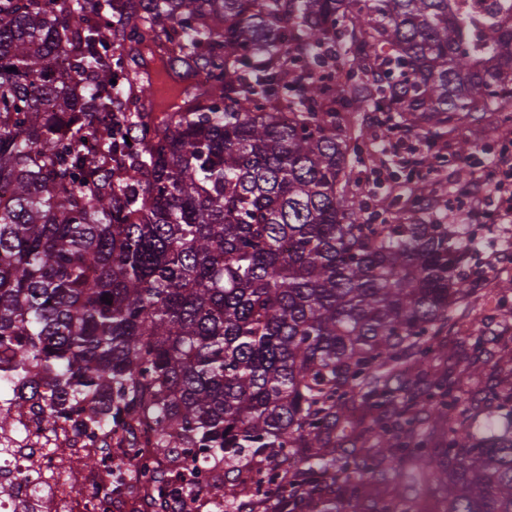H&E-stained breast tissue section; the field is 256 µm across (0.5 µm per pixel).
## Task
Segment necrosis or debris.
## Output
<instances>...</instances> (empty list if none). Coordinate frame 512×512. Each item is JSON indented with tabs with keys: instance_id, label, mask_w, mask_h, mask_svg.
Here are the masks:
<instances>
[{
	"instance_id": "necrosis-or-debris-1",
	"label": "necrosis or debris",
	"mask_w": 512,
	"mask_h": 512,
	"mask_svg": "<svg viewBox=\"0 0 512 512\" xmlns=\"http://www.w3.org/2000/svg\"><path fill=\"white\" fill-rule=\"evenodd\" d=\"M147 423L95 435L43 423L38 410L25 409L13 434L0 437V483L14 495L0 499V512H203L201 488L224 480L223 467L203 468L174 448L157 453ZM97 455L100 471H83L85 455ZM82 472L85 494L70 493V476Z\"/></svg>"
}]
</instances>
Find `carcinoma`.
Segmentation results:
<instances>
[{
    "instance_id": "obj_1",
    "label": "carcinoma",
    "mask_w": 512,
    "mask_h": 512,
    "mask_svg": "<svg viewBox=\"0 0 512 512\" xmlns=\"http://www.w3.org/2000/svg\"><path fill=\"white\" fill-rule=\"evenodd\" d=\"M161 38L213 81L134 112L153 84L127 54ZM509 99L512 27L472 33L459 0H0V434L34 405L83 432L146 416L162 454L264 458L265 512H427L405 487L512 512V377L452 425L451 386L392 384L437 358L474 241L455 214L372 223L346 136L365 109L385 142ZM351 436L390 468L336 454Z\"/></svg>"
}]
</instances>
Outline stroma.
Instances as JSON below:
<instances>
[{
  "label": "stroma",
  "mask_w": 512,
  "mask_h": 512,
  "mask_svg": "<svg viewBox=\"0 0 512 512\" xmlns=\"http://www.w3.org/2000/svg\"><path fill=\"white\" fill-rule=\"evenodd\" d=\"M512 126V112H492L478 123L436 131L427 127L394 135L392 144L378 152L373 163L360 174L359 191L371 208L380 210L386 223L405 218L402 206L383 210L381 199L392 175L403 169L413 171L416 179L433 187L439 207H458L467 201L475 182L492 184L502 168L512 165V147L493 150L491 142L504 127ZM468 142L472 169L469 179L450 172L446 160L456 153L460 142ZM430 155L432 167L419 165L421 155ZM465 235L475 236L477 246L468 252L464 269L470 274L472 291L466 305L460 306L454 322L437 338L444 354L427 367L428 376H444L454 388L461 407L478 403L486 387L497 383L500 360L512 359V318H504L502 306H512V221L504 219L493 203L467 216ZM480 321L489 339L486 350H475L466 335L472 321Z\"/></svg>",
  "instance_id": "35a3bbf8"
}]
</instances>
